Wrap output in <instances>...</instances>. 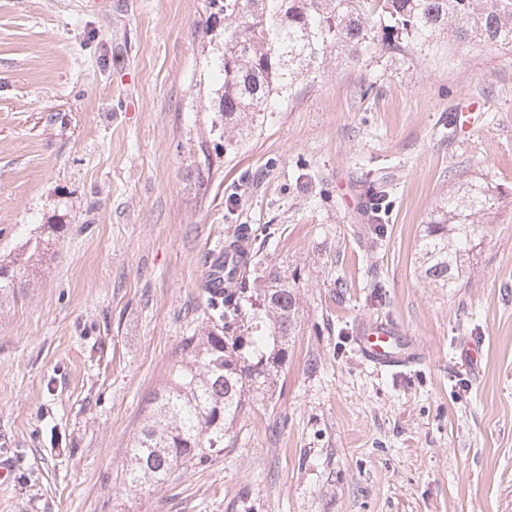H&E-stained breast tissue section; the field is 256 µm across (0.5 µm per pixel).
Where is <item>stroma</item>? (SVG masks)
Here are the masks:
<instances>
[{"mask_svg": "<svg viewBox=\"0 0 512 512\" xmlns=\"http://www.w3.org/2000/svg\"><path fill=\"white\" fill-rule=\"evenodd\" d=\"M212 16L210 0H0V260L61 227L0 302V512H512V207L456 287L416 262L457 183L512 192V47L330 62L228 156ZM264 224L249 276L297 299L273 397H252L232 447L126 490L144 409L208 323L212 254ZM372 317L419 360L364 362Z\"/></svg>", "mask_w": 512, "mask_h": 512, "instance_id": "stroma-1", "label": "stroma"}]
</instances>
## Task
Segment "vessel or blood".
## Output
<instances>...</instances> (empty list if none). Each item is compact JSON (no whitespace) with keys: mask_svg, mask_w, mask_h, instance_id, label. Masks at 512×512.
Here are the masks:
<instances>
[{"mask_svg":"<svg viewBox=\"0 0 512 512\" xmlns=\"http://www.w3.org/2000/svg\"><path fill=\"white\" fill-rule=\"evenodd\" d=\"M356 343L360 357L378 369L404 367L417 358L416 350L403 340L398 328L382 319L362 321Z\"/></svg>","mask_w":512,"mask_h":512,"instance_id":"1","label":"vessel or blood"}]
</instances>
